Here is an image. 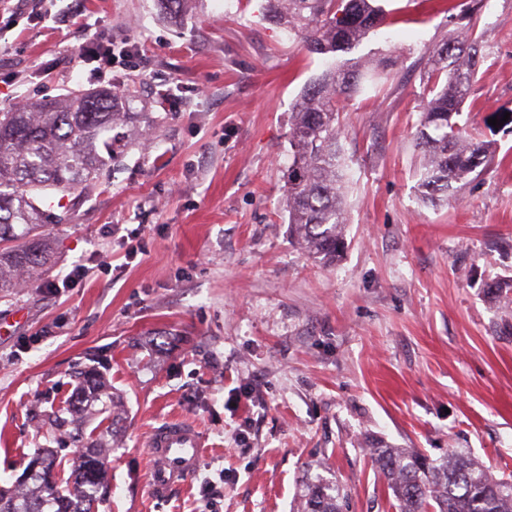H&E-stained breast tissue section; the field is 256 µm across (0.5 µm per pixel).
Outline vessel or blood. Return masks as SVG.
Masks as SVG:
<instances>
[{
    "label": "vessel or blood",
    "instance_id": "b4317fda",
    "mask_svg": "<svg viewBox=\"0 0 512 512\" xmlns=\"http://www.w3.org/2000/svg\"><path fill=\"white\" fill-rule=\"evenodd\" d=\"M149 446V489L159 496L176 484L190 481L202 457L204 441L193 425L170 421L152 432Z\"/></svg>",
    "mask_w": 512,
    "mask_h": 512
}]
</instances>
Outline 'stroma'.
I'll return each instance as SVG.
<instances>
[{"mask_svg":"<svg viewBox=\"0 0 512 512\" xmlns=\"http://www.w3.org/2000/svg\"><path fill=\"white\" fill-rule=\"evenodd\" d=\"M356 55L401 57L350 101L347 248L310 260L288 235L292 105L323 68L265 0H0V110L66 89H134L157 125L64 214L34 287L0 298V485L50 449L70 481V427L44 423L77 372L102 380L82 436L106 450L98 512H296L306 479H338L346 512H397L367 449L478 457L512 475V0H382ZM473 30L484 58L463 107L495 159L440 205L417 189L428 55ZM111 67L79 61L90 41ZM85 277L62 287L64 276ZM58 282L47 292L49 282ZM172 420L205 448L188 485L152 495L148 438ZM223 480L209 500L206 480Z\"/></svg>","mask_w":512,"mask_h":512,"instance_id":"1","label":"stroma"}]
</instances>
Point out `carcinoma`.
Returning a JSON list of instances; mask_svg holds the SVG:
<instances>
[{
	"instance_id": "obj_1",
	"label": "carcinoma",
	"mask_w": 512,
	"mask_h": 512,
	"mask_svg": "<svg viewBox=\"0 0 512 512\" xmlns=\"http://www.w3.org/2000/svg\"><path fill=\"white\" fill-rule=\"evenodd\" d=\"M264 16L287 30L307 32V50L327 60L293 106L286 209L293 241L312 261L330 265L345 248L350 183L340 104L389 76L401 59L386 57L380 69L367 71L349 57L381 28L384 10L378 0H266ZM481 59L482 46L468 31L429 53L435 81L415 132L423 158L418 190L426 200L448 199L458 184L478 178L491 160L488 145L467 135L461 124L462 105ZM133 117L152 122L149 113L131 111L129 97L105 89L73 90L0 112L1 293L32 287L52 260L48 228L62 223L63 215L43 206L42 194L94 187L100 169L121 149L112 130ZM510 293L512 277L494 279L486 288L492 299ZM96 385L94 372L79 374L75 398L65 408L71 419L54 414L49 424L77 422L85 394ZM76 442L78 476L72 486L48 481L39 470L27 484L0 489V512H96L104 497V451L79 438ZM370 456L399 512H512V480L495 477L474 456L452 452L430 460L388 446L370 449ZM346 498L336 482L318 478L306 485L299 512H344Z\"/></svg>"
}]
</instances>
